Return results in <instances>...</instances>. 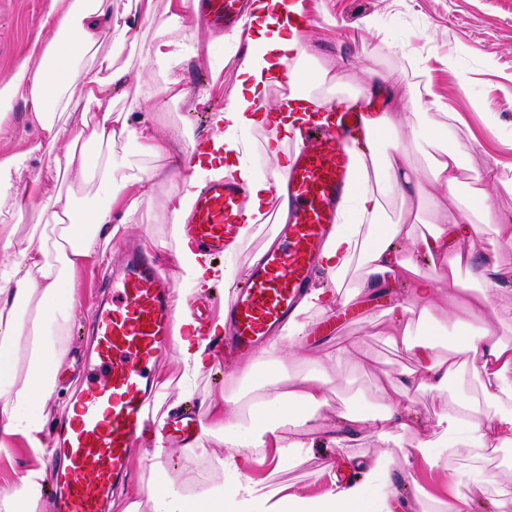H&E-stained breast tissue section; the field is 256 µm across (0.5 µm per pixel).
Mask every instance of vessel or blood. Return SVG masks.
I'll return each mask as SVG.
<instances>
[{"label": "vessel or blood", "mask_w": 512, "mask_h": 512, "mask_svg": "<svg viewBox=\"0 0 512 512\" xmlns=\"http://www.w3.org/2000/svg\"><path fill=\"white\" fill-rule=\"evenodd\" d=\"M198 10L209 27L224 31L237 27L245 4L198 0ZM303 106L322 112L314 99L304 100ZM322 114L320 133L290 141L288 168L274 189V200L287 203L291 223L275 226L274 246L224 302L226 353H254L264 337L291 318L319 276V250L351 181L346 143L363 118L359 111ZM247 221L243 189L226 178L200 192L188 235L201 252L220 256ZM108 285L112 297L100 301L91 323L85 383L72 394V413L50 440L55 450L49 462L52 512H112L115 490L134 480L131 460L138 443L156 436L189 439L199 429L194 414L173 412L160 419L150 406L159 364L174 343L173 281L154 259L133 248Z\"/></svg>", "instance_id": "vessel-or-blood-1"}]
</instances>
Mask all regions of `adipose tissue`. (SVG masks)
<instances>
[{"label": "adipose tissue", "instance_id": "1", "mask_svg": "<svg viewBox=\"0 0 512 512\" xmlns=\"http://www.w3.org/2000/svg\"><path fill=\"white\" fill-rule=\"evenodd\" d=\"M163 2L158 10L152 0H51L41 22L48 38L35 41L30 55L0 79V126L10 120L17 101L27 98L32 104L31 121L41 132L24 150L0 157V212L21 218L33 200H40L41 216L56 231L52 237L32 234L18 243L8 236L0 240L1 451L20 437L34 454L46 453L41 406L55 390L57 368L66 353L63 338L78 314L75 274L84 261L105 253L109 238L103 228L113 219V207H120L121 223H133L160 177L175 183L165 211L184 283L178 291L176 359L183 378L202 373L213 351L212 338L223 335L224 325L216 323L210 335H199L188 301L217 280L236 278L233 260L239 245L231 243L224 264L216 265L191 245L185 234L186 217L208 182L227 177L243 186L248 216L260 217L270 210L271 179L285 167L277 148L271 147L266 151L269 172L258 173L250 160L248 136L275 110L271 89L293 88L304 94L309 86L325 83L330 71L326 63L309 70L301 66L309 57L312 31L332 22L328 11L313 13L311 0H252L246 30L233 34L243 46L235 88L215 117L224 129L223 137L207 143L200 155L192 143L183 152H173V139L185 137V130L164 132L144 116L115 111L108 92L110 86L133 82L146 87L151 98L174 102L186 97L179 81L166 79L165 74L196 52L179 32L195 23L197 0ZM143 40L148 43L147 54L136 66L123 53ZM365 98L385 100L386 106L366 108L362 128L351 141V187L343 196L336 228L319 253V265L332 285L310 289L299 305L298 319L288 322L259 354L278 366L296 361L307 352L304 339L311 312L326 311L334 303L355 307L362 296L409 284L404 299L388 308L386 324L372 326L371 333L412 352L416 369L390 380L383 391V412L342 413V428L330 431L329 438L341 452L363 437L385 440L398 432L408 437L412 454L356 462L354 477L333 484L316 498L249 477L252 450L267 440L275 442L278 463L310 455L313 436L287 439L278 432L285 414L307 422L327 404L322 377L306 374L290 382L288 390L261 394L258 411L248 418L242 414L240 398L225 396L223 419L205 431L223 434L222 466L231 481L190 494L164 479L149 483L146 495L152 512H356L362 505L367 512H400L407 501L395 486L417 459L453 487L448 503L415 491L412 501L418 512H471L480 494L490 496L494 512H512V482L497 480L481 462L484 450L512 446V343L484 321L491 290L512 289V270L503 262L512 254V213L456 203L442 206L437 221L424 232L402 219L386 221L388 201L407 199L422 189L418 169L406 151H387L383 139L385 131L411 126L412 121L389 110L393 94L376 79H368ZM79 109L84 115L75 127L70 118ZM426 139L431 148L428 181L433 187L456 189L465 175L480 197L491 190L512 189L511 183L499 178L495 166L468 164L445 130L429 128ZM118 146L153 159V167L129 177L127 166L118 164L114 154ZM36 154L45 157L48 171L67 176L79 177L92 165L103 164L106 202L82 214L73 191L44 194L40 176L25 174ZM159 160L164 168H156ZM478 224L491 225L493 252L472 244L471 233ZM416 254L425 258V265L413 262ZM354 265L360 270L359 281L344 289ZM464 281L473 294L464 303L463 331L449 337L448 348L477 360L483 398L458 400L434 422L422 423L411 417L414 393L462 381L463 371L440 356L437 342L415 339L414 334L431 304L456 302ZM484 404L492 408V415L485 425L472 426L470 416ZM464 450L473 463L461 481L452 462ZM44 490L42 470L22 471L0 493V512H37Z\"/></svg>", "mask_w": 512, "mask_h": 512}]
</instances>
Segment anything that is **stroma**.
<instances>
[{
  "label": "stroma",
  "instance_id": "stroma-1",
  "mask_svg": "<svg viewBox=\"0 0 512 512\" xmlns=\"http://www.w3.org/2000/svg\"><path fill=\"white\" fill-rule=\"evenodd\" d=\"M334 19L329 29L316 33L312 44L320 53L333 58V78L313 87L318 99L357 103L365 87L368 71H375L396 85V109H410L408 91L419 87L422 99L439 98L458 115L450 135L469 151L475 165L497 164L503 179L512 180V0H322ZM49 0H0V77L9 74L26 56L32 37L39 28ZM376 27H367L369 19ZM197 45L195 57L172 73L182 81L188 97L181 102L165 103L158 114L160 125L186 126L191 135L220 134L214 118L232 92L236 66L220 34L206 28L190 30ZM31 105L18 100L9 127L0 130V154L26 147L39 133L29 119ZM499 113L501 124L487 126L484 113ZM172 181L159 179L152 187L151 199L136 215L131 231H118L105 257H94L79 271L76 297L80 312L66 338L67 354L58 368L55 392L44 407L47 428L60 419L74 387L82 379L78 355L80 339L87 334L91 304L106 296L103 274L119 267L126 259L122 243L135 238L149 243L158 262L172 279L180 272L165 222L164 204L173 190ZM366 352L360 361L327 369L325 378L330 406L325 414L335 418L341 411L378 413L384 400L380 389L390 377L414 369L412 354L394 348L379 336L367 337ZM234 359L216 354L209 370L201 373L191 390L178 386L181 368L175 356H167L162 365L160 388L165 396L158 415L184 407L213 405L223 407L230 394L242 395L252 402L249 382L230 384L226 378ZM203 443L207 457L197 456L183 441H172L164 456H155L153 448L138 449L132 469L137 479L121 490L112 512H122L129 501L141 503V512H151L143 487L156 473L186 489L203 481L220 482L224 470L223 434H208ZM336 451L320 443L302 462L283 470L276 469L275 448H266L255 463L251 475L272 485L291 487L305 496L325 492L328 469Z\"/></svg>",
  "mask_w": 512,
  "mask_h": 512
}]
</instances>
